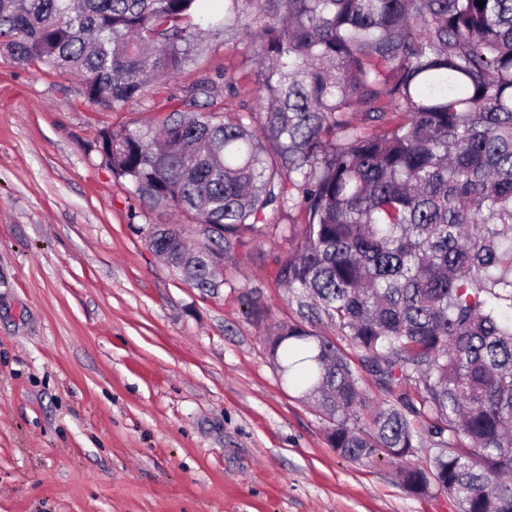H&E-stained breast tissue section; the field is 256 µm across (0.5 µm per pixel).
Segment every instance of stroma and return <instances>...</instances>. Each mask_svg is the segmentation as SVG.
I'll return each instance as SVG.
<instances>
[{"instance_id": "1", "label": "stroma", "mask_w": 512, "mask_h": 512, "mask_svg": "<svg viewBox=\"0 0 512 512\" xmlns=\"http://www.w3.org/2000/svg\"><path fill=\"white\" fill-rule=\"evenodd\" d=\"M244 53L204 36L113 109L0 57V512H459L386 460L339 457L270 363L267 327L296 317L274 281L296 218L246 236L201 291L149 242L159 225L196 235L195 216L149 207L98 148L101 130L161 125L204 78L215 108L254 106L250 86L224 87Z\"/></svg>"}]
</instances>
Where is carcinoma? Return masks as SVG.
Listing matches in <instances>:
<instances>
[{
  "mask_svg": "<svg viewBox=\"0 0 512 512\" xmlns=\"http://www.w3.org/2000/svg\"><path fill=\"white\" fill-rule=\"evenodd\" d=\"M200 0H0V56L82 80L105 109L172 77L213 21ZM258 104L174 111L160 133L101 132L99 150L152 208L213 226L151 246L201 291L216 259L286 211L301 243L275 260L297 319L266 345L328 419L343 458L401 463V486L461 512H512V0H224ZM329 322L352 360L310 329ZM390 400L371 405L357 367ZM428 423L429 465L415 420Z\"/></svg>",
  "mask_w": 512,
  "mask_h": 512,
  "instance_id": "carcinoma-1",
  "label": "carcinoma"
}]
</instances>
